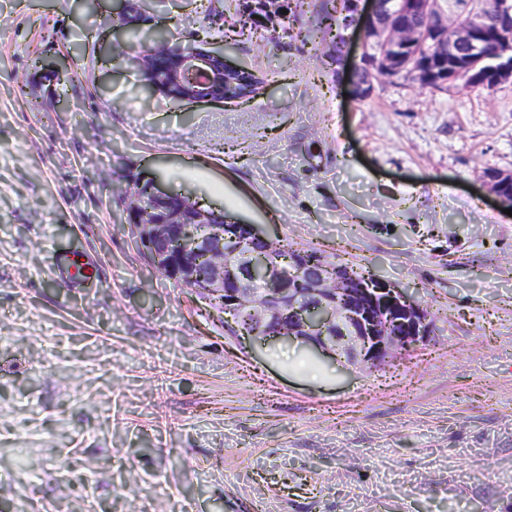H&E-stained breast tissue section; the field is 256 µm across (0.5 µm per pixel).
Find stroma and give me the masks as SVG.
<instances>
[{"instance_id": "1", "label": "stroma", "mask_w": 512, "mask_h": 512, "mask_svg": "<svg viewBox=\"0 0 512 512\" xmlns=\"http://www.w3.org/2000/svg\"><path fill=\"white\" fill-rule=\"evenodd\" d=\"M138 2L224 43L228 0ZM123 5L0 0V512H512V216L483 182L512 171V82L401 73L353 99L361 29L333 72L307 12L239 37L254 98L176 104L105 53ZM128 172L373 263L434 336L369 374L232 334L120 229ZM75 251L99 265L77 288L56 270Z\"/></svg>"}]
</instances>
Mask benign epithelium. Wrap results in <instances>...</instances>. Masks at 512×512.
Here are the masks:
<instances>
[{"mask_svg":"<svg viewBox=\"0 0 512 512\" xmlns=\"http://www.w3.org/2000/svg\"><path fill=\"white\" fill-rule=\"evenodd\" d=\"M356 0H345L351 22L363 30L360 70L350 83L357 99L369 97L382 76L407 72L424 85L451 89L462 83L492 89L512 82V0H493V8L467 7L461 23L451 22L457 0L448 13L436 0H371L360 13ZM149 72L168 88L174 100L188 103H228L224 74L238 69L223 50H189L179 57L146 55ZM484 181L500 203L512 208V171L489 168ZM212 213L198 203L178 206L165 222L151 210L134 231L151 267L218 301L226 321L243 316L241 329L256 339L297 340L338 364L379 370L399 351L427 342L435 332L428 309L409 289L378 276L368 283L343 265L309 263L302 251L289 262L308 269L299 280L278 279L275 287L256 298L251 284L272 276L264 248L276 246L257 224L221 216L202 223Z\"/></svg>","mask_w":512,"mask_h":512,"instance_id":"7a95c632","label":"benign epithelium"}]
</instances>
